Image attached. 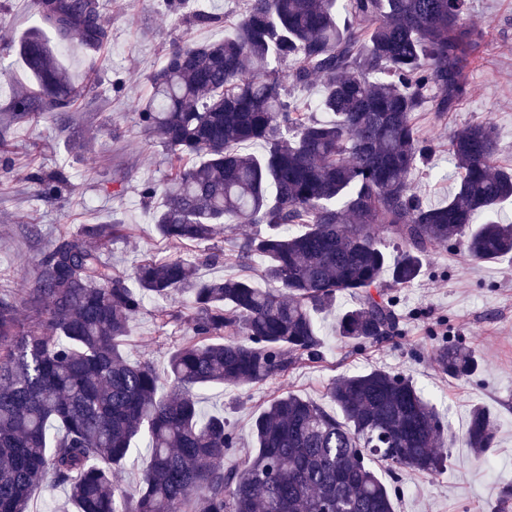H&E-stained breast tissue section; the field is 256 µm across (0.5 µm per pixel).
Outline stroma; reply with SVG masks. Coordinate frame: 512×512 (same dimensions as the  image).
Returning <instances> with one entry per match:
<instances>
[{
  "label": "stroma",
  "mask_w": 512,
  "mask_h": 512,
  "mask_svg": "<svg viewBox=\"0 0 512 512\" xmlns=\"http://www.w3.org/2000/svg\"><path fill=\"white\" fill-rule=\"evenodd\" d=\"M219 15L215 24H196L172 14L165 0H108L103 22L111 37L96 49L73 40L58 58L83 92L63 112H49L35 125L10 119L19 90L36 91L13 44L38 21L29 0H0V136L12 148L10 179H0V293L14 294L27 285L38 260L60 226L80 231L86 224H124V235L106 250L117 272L132 275L148 254L190 257L202 252L193 244L174 248L156 233L153 214L160 199L141 197L145 180L164 182L170 167L160 147L150 144L137 123L138 102L149 90V76L175 40L219 41L230 34L246 0H205ZM467 17L486 38L475 67L468 73V95L459 108L438 117L414 115L435 155L429 169L412 178L416 194L427 204L447 201L449 136L458 128L483 121L497 132V162L512 168V0H468ZM120 91H113V83ZM63 169L71 183L66 206L41 199L27 180L30 169ZM403 317L402 334L383 344L358 346L336 332L340 312L356 298L342 293L335 310L319 314L324 341L319 362L298 366L287 376L249 387L208 386L198 392L203 409L223 415L235 428L242 451L254 448L252 421L275 395L291 391L327 404L326 389L353 372L387 370L413 379L456 437L442 470L426 476L402 473L390 487L395 512H498L501 491L512 485V258L476 262L461 248L435 246L424 272L411 286L396 288ZM155 305L147 303L135 318L126 341L129 360L150 359L164 370L172 345L182 331L159 330ZM449 335L481 357L471 377L455 379L432 358L435 339ZM490 415L496 435L487 460H479L462 439L474 407Z\"/></svg>",
  "instance_id": "obj_1"
}]
</instances>
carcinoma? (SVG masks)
Returning a JSON list of instances; mask_svg holds the SVG:
<instances>
[{
	"instance_id": "obj_1",
	"label": "carcinoma",
	"mask_w": 512,
	"mask_h": 512,
	"mask_svg": "<svg viewBox=\"0 0 512 512\" xmlns=\"http://www.w3.org/2000/svg\"><path fill=\"white\" fill-rule=\"evenodd\" d=\"M467 0H248L230 35L172 42L149 76L138 125L172 162L157 233L179 247L211 241L220 226L262 224L231 249L194 258L146 257L137 287L103 258L124 225L61 229L27 288L0 296V512H31L38 486H63L77 512H395L379 475H432L448 460L442 422L408 377L353 373L328 388L331 408L293 392L255 417V451L224 467L239 440L222 415L204 416L198 389L251 386L320 358L315 315L344 291L338 335L358 345L400 335L397 298L385 279L412 285L430 250L450 241L477 262L512 253V224L476 216L512 199V168L498 166L496 131L471 124L448 137L455 188L427 205L411 175L425 162L414 113L453 112L467 96L465 73L486 33L466 20ZM102 0H38L40 20L17 44L38 86L15 96L12 120L34 124L83 91L57 60L61 42L96 47L109 38ZM289 65L288 75L281 67ZM323 80L303 111L295 91ZM259 142L264 152L241 146ZM40 195L64 203L58 170L28 174ZM264 258L258 288L246 276L203 280L197 267L228 261L243 270ZM149 298L160 329H186L169 352L166 379L153 363L128 361L124 346ZM446 374L479 369L475 350H433ZM151 448L142 481L123 492L112 472L135 441ZM493 447L491 418L473 411L464 437Z\"/></svg>"
}]
</instances>
